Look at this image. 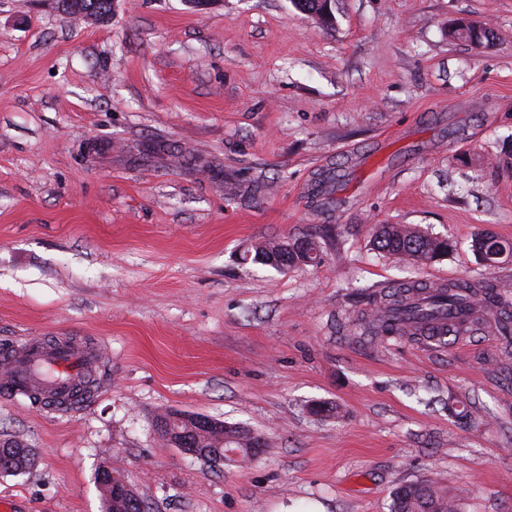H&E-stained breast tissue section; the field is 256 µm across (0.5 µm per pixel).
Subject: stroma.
I'll list each match as a JSON object with an SVG mask.
<instances>
[{"mask_svg": "<svg viewBox=\"0 0 512 512\" xmlns=\"http://www.w3.org/2000/svg\"><path fill=\"white\" fill-rule=\"evenodd\" d=\"M331 10L115 0L98 23L0 0V344L83 345L99 379L66 410L0 394V440L36 458L0 474V512H103V464L149 512H390L423 479L460 512H512V345L359 322L398 280L505 281L512 301V256L490 270L472 249L482 231L512 243V0ZM462 21L493 40L458 39ZM339 163L324 214L312 187ZM378 224L450 250L405 265L375 249ZM307 234L320 264L245 258ZM170 411L268 446L210 468L156 432Z\"/></svg>", "mask_w": 512, "mask_h": 512, "instance_id": "stroma-1", "label": "stroma"}]
</instances>
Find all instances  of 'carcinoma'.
I'll use <instances>...</instances> for the list:
<instances>
[{"label": "carcinoma", "instance_id": "carcinoma-1", "mask_svg": "<svg viewBox=\"0 0 512 512\" xmlns=\"http://www.w3.org/2000/svg\"><path fill=\"white\" fill-rule=\"evenodd\" d=\"M66 15L90 17L97 22H106L112 17V0H71ZM345 176L328 174L316 184V195L322 197V205H336L333 194L342 186ZM375 247L402 261L422 264L448 254L449 244L445 239L433 237L410 225L382 224L374 234ZM473 247L490 267L512 253V246L500 241L490 233L477 235ZM321 250L313 237L305 236L301 245L287 249L280 241L265 242L255 247L252 261L285 270L295 266H309L320 261ZM474 301L481 305L484 313L491 317L505 336L512 342V314L509 303L501 295L487 287V283L468 280L450 281L433 287L421 281H398L387 287L375 301L376 314L372 321L375 333L386 330L392 321H427L453 317L454 307L462 302ZM179 430L192 434L195 446L208 452L221 450L234 453L230 461L247 460L252 456V438L244 429L229 425L224 429L206 428L193 419L182 421ZM35 454L20 440L0 442V473H19L30 468ZM391 512H458V503L448 496V491L430 480L409 482L398 486L393 492Z\"/></svg>", "mask_w": 512, "mask_h": 512}]
</instances>
